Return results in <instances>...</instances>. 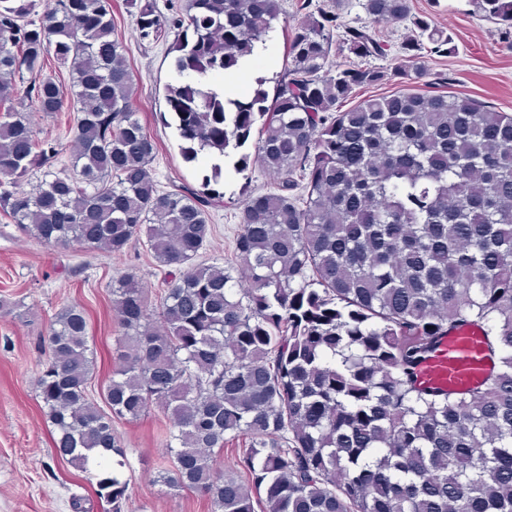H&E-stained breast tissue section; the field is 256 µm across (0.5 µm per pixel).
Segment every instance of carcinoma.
I'll return each instance as SVG.
<instances>
[{
  "mask_svg": "<svg viewBox=\"0 0 512 512\" xmlns=\"http://www.w3.org/2000/svg\"><path fill=\"white\" fill-rule=\"evenodd\" d=\"M282 0H125L142 41H171L164 124L185 162L207 154L249 168L253 148L277 191L242 203L235 266L201 259L223 166L198 190H163L155 137L136 117V87L109 0H0V213L42 243L121 255L144 241L166 268L152 308L133 275L112 282L117 364L88 395L95 360L84 310L66 306L41 339L36 378L55 430L54 456L96 479L126 512V452L116 422L154 405L170 420L169 490L193 489L211 512H512V114L470 96L420 90L424 42L412 22L400 50L405 88L345 110L384 80L364 64L329 69L334 15L294 27L274 93L210 82L240 70L282 13ZM512 27V0H468ZM375 23L409 18V0H365ZM343 47L387 54L365 27ZM68 68L81 103L70 171L31 111L54 117ZM42 172L35 191L24 184ZM466 326L494 366L456 393L420 383L423 364ZM243 440L224 473L225 446Z\"/></svg>",
  "mask_w": 512,
  "mask_h": 512,
  "instance_id": "obj_1",
  "label": "carcinoma"
}]
</instances>
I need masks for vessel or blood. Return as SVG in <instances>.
<instances>
[{
    "instance_id": "b4317fda",
    "label": "vessel or blood",
    "mask_w": 512,
    "mask_h": 512,
    "mask_svg": "<svg viewBox=\"0 0 512 512\" xmlns=\"http://www.w3.org/2000/svg\"><path fill=\"white\" fill-rule=\"evenodd\" d=\"M481 332L472 327L448 336L440 351L423 367L429 386L464 392L478 386L493 366L480 346Z\"/></svg>"
}]
</instances>
